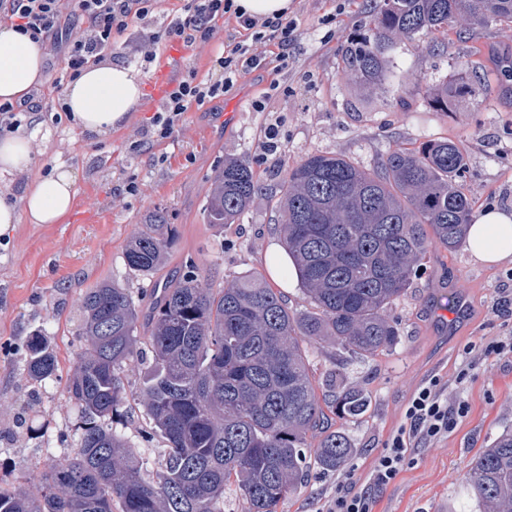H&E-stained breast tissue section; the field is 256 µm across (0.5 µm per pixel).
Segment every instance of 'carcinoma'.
Returning <instances> with one entry per match:
<instances>
[{
	"label": "carcinoma",
	"mask_w": 512,
	"mask_h": 512,
	"mask_svg": "<svg viewBox=\"0 0 512 512\" xmlns=\"http://www.w3.org/2000/svg\"><path fill=\"white\" fill-rule=\"evenodd\" d=\"M492 23H512V0H375L367 15L371 35L342 50L346 76L374 89L395 39ZM488 92L474 67L454 85L424 87L437 112H454ZM467 165L456 142L430 139L392 149L371 170L341 154L311 155L289 168L279 190L280 224L310 311L288 309L253 276L213 288L193 263L179 280L152 289L145 311L124 288L90 289L81 302L80 351L65 385L80 411L76 452L51 461L35 492L0 485V512H224L231 486L246 512H278L302 488L310 460L324 470L341 466L354 448L328 425L326 407L353 418L371 400L341 387L330 389L324 403L306 342L329 341L364 357L395 344L398 327L388 311L426 254L436 247L455 252L466 240ZM259 190L247 160L225 159L212 176L206 222L235 223ZM169 245L158 213L126 249V265L150 275ZM143 334L154 369L136 395L123 373ZM26 367L36 381L56 374L46 337L29 339ZM132 397L151 421V436L165 443L153 471L110 425ZM311 438L318 439L312 457ZM467 489L477 512H512V431L476 456Z\"/></svg>",
	"instance_id": "carcinoma-1"
}]
</instances>
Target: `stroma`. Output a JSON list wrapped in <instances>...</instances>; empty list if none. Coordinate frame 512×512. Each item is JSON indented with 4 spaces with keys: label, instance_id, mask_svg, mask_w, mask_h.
I'll use <instances>...</instances> for the list:
<instances>
[{
    "label": "stroma",
    "instance_id": "obj_1",
    "mask_svg": "<svg viewBox=\"0 0 512 512\" xmlns=\"http://www.w3.org/2000/svg\"><path fill=\"white\" fill-rule=\"evenodd\" d=\"M371 0H293L299 38L288 48V67L256 70L238 78L223 98L186 113L171 137H145L161 103L159 78L174 80L214 73L213 44L180 47L170 56L161 42L151 60L131 62L140 36L132 25L115 37L107 61L133 66L145 95L127 125L105 137L87 133L63 117V95L44 85L39 119L28 136L34 145L31 178L63 166L76 176V204L60 224L13 225L0 233V481L21 474L38 477L49 462L73 453L79 415L64 391L80 341V302L103 282L142 291L180 278L196 264L212 287L246 275L269 280L265 260L283 246L275 202L287 169L311 154H342L371 169L398 146L429 139L455 141L468 158L464 177L473 213L488 208L512 212V82L502 81L499 63L512 58V26L458 27L429 38L399 39L388 52L390 69L379 89L361 91L343 75L341 50L366 34ZM479 68L490 88L479 103L457 111H433L426 81L451 80L462 64ZM288 88L276 95L271 83ZM265 111L253 108L254 102ZM278 123L281 148L264 163V130ZM254 163L262 190L235 223H205L203 205L211 176L225 158ZM139 185L128 194V180ZM163 213L172 242L153 274H134L125 263L130 240ZM512 261L477 262L468 249H431L422 269L391 314L399 336L387 351L361 357L330 343H310L308 358L317 380L336 375L343 386L367 392L372 404L358 419L336 420L353 455L341 468L311 467L300 492L279 512H326L350 471L367 473L391 433L401 424L414 390L439 377L448 396L462 394L467 417L448 437L419 450L415 463L394 484L377 491L372 512H474L466 488L473 458L498 435L512 430V357L490 361L458 385L461 354L481 338L512 333ZM47 336L58 359L54 378L36 382L26 370V342ZM113 429L137 448L148 469L162 461L163 444L150 437L139 406L124 407Z\"/></svg>",
    "mask_w": 512,
    "mask_h": 512
}]
</instances>
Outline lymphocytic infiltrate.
Listing matches in <instances>:
<instances>
[{"label":"lymphocytic infiltrate","instance_id":"1","mask_svg":"<svg viewBox=\"0 0 512 512\" xmlns=\"http://www.w3.org/2000/svg\"><path fill=\"white\" fill-rule=\"evenodd\" d=\"M163 0H0V24H8L40 45L63 50L65 77L77 78L89 61L101 59L114 36L133 23L143 22L139 50L152 51L160 41L180 40L185 46L216 42L223 49L215 63L219 79L197 76L177 81L156 110L147 136L168 138L183 122L186 112L202 107L229 92L241 73L263 67L262 57L252 53L250 44H225L221 22L234 21L251 31V42L277 45L280 68L288 66V47L295 38L297 23L288 18H252L235 8L234 0H188L183 20L159 28L145 21L161 10ZM468 414L461 399L445 395L439 379L419 386L409 398L403 421L393 431L375 458L367 478L349 477L329 502L327 512H372L374 489L386 487L412 465L418 448L447 436Z\"/></svg>","mask_w":512,"mask_h":512}]
</instances>
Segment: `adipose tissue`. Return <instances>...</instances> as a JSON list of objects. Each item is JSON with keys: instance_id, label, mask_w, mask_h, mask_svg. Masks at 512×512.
<instances>
[{"instance_id": "1", "label": "adipose tissue", "mask_w": 512, "mask_h": 512, "mask_svg": "<svg viewBox=\"0 0 512 512\" xmlns=\"http://www.w3.org/2000/svg\"><path fill=\"white\" fill-rule=\"evenodd\" d=\"M50 79L39 43L0 24V102H15ZM143 97L142 77L109 62L88 64L64 91L65 104L82 131L105 135L125 126ZM33 153L26 136H0V182L27 175ZM75 176L58 167L51 176L26 184L21 195L0 193V230L21 222L59 224L75 206ZM467 246L484 264L512 259V212L482 211L468 229Z\"/></svg>"}]
</instances>
